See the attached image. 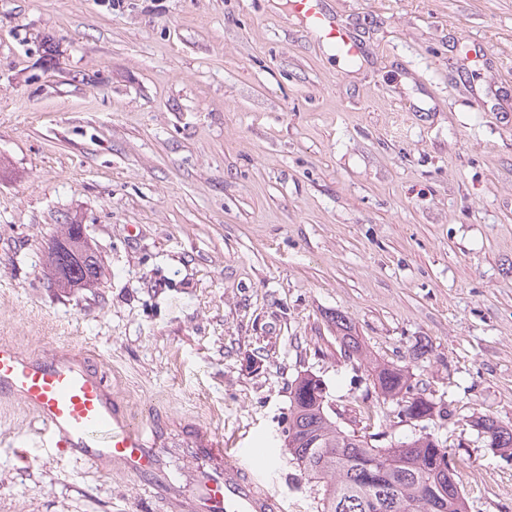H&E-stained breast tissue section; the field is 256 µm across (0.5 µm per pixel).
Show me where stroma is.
<instances>
[{"mask_svg":"<svg viewBox=\"0 0 512 512\" xmlns=\"http://www.w3.org/2000/svg\"><path fill=\"white\" fill-rule=\"evenodd\" d=\"M348 65L287 0H0V340L87 349L134 417L223 433L286 512L322 486L284 446L290 386L322 379L363 430L372 362L445 426L468 512H512V0H326ZM82 225L98 287L48 285ZM367 357L346 359L332 317ZM0 403V512H179L134 476L20 444ZM477 432L488 442L490 448L512 457V425L503 424L491 417H478L474 421Z\"/></svg>","mask_w":512,"mask_h":512,"instance_id":"1","label":"stroma"}]
</instances>
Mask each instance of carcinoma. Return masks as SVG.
I'll return each instance as SVG.
<instances>
[{"instance_id": "1", "label": "carcinoma", "mask_w": 512, "mask_h": 512, "mask_svg": "<svg viewBox=\"0 0 512 512\" xmlns=\"http://www.w3.org/2000/svg\"><path fill=\"white\" fill-rule=\"evenodd\" d=\"M43 267L57 288H95L101 279V260L80 224H66L45 249ZM344 356L359 358L361 346L344 318L336 317ZM378 400L366 408L368 417H389L384 405H395L396 417L430 421L451 419L448 408L414 392L401 368L378 364L372 369ZM285 447L300 469L323 483L317 512H467L451 453L428 433L405 444L382 446L379 434L344 428L329 403L322 379L305 374L295 379L288 407ZM489 447L512 457V425L491 417L474 421Z\"/></svg>"}]
</instances>
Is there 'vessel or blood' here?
<instances>
[{
    "label": "vessel or blood",
    "instance_id": "obj_1",
    "mask_svg": "<svg viewBox=\"0 0 512 512\" xmlns=\"http://www.w3.org/2000/svg\"><path fill=\"white\" fill-rule=\"evenodd\" d=\"M289 17L337 57L360 58V42L324 0H289ZM0 401L19 402L34 414L36 447L118 465L166 503L188 500L191 512H286L283 497L261 484L222 435L193 424L175 439L158 413L133 420L88 351L44 357L0 340ZM172 448L184 449L192 462L185 482L165 472Z\"/></svg>",
    "mask_w": 512,
    "mask_h": 512
}]
</instances>
